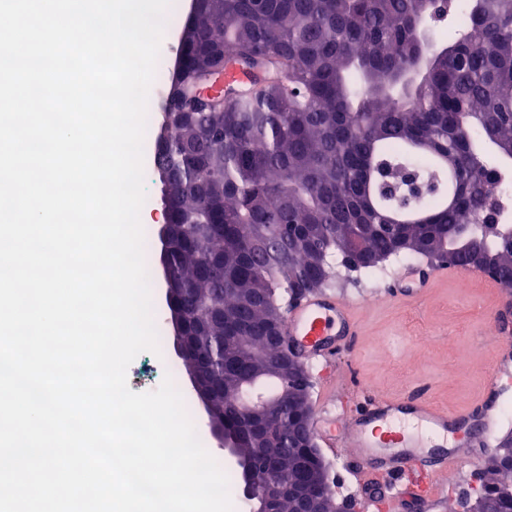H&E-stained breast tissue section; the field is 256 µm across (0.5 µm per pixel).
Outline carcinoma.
<instances>
[{"label": "carcinoma", "instance_id": "obj_1", "mask_svg": "<svg viewBox=\"0 0 512 512\" xmlns=\"http://www.w3.org/2000/svg\"><path fill=\"white\" fill-rule=\"evenodd\" d=\"M466 20L441 43L418 30L443 11ZM189 73L193 90L222 67L249 77L219 88L207 112H181L154 167L175 205L164 245L186 367L203 378L214 411L241 434L243 456L267 448L265 424L237 407L238 378L265 381L282 325L277 298L330 278L331 258L365 244L371 270L410 244L444 246L460 226L490 219V171L473 181V153L512 148V0H205ZM385 165L414 169L425 191L384 188ZM488 258L512 274V239ZM288 481L307 457L293 441ZM493 512H512V463L495 451L481 475Z\"/></svg>", "mask_w": 512, "mask_h": 512}]
</instances>
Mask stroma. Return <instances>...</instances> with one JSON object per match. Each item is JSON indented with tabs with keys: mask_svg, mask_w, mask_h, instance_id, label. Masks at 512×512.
Masks as SVG:
<instances>
[{
	"mask_svg": "<svg viewBox=\"0 0 512 512\" xmlns=\"http://www.w3.org/2000/svg\"><path fill=\"white\" fill-rule=\"evenodd\" d=\"M403 256L378 267V279L369 271L347 267L334 260L330 291L353 303L357 334L344 354L336 358V390L331 404L336 417L349 409L348 398L360 382H368L374 395L405 397L422 394L451 410L468 409L494 399L503 410L500 432L512 433V378L504 379L496 395L487 385L492 370L512 371V356L503 354L508 336L500 329L498 315L507 303L501 288L491 287L486 277L439 282L422 303L382 301L380 291L390 273L406 265ZM154 322L163 346L160 352L138 354L127 369L132 391L151 392L160 387L168 368H176L179 390L193 413L198 437L221 467H232L208 427L203 404L175 347V332L166 303V283L159 261L147 268ZM453 446L462 457L454 471L441 476L445 496L428 504L425 512H456L460 495L470 487L486 452H473L467 435H458Z\"/></svg>",
	"mask_w": 512,
	"mask_h": 512,
	"instance_id": "stroma-1",
	"label": "stroma"
}]
</instances>
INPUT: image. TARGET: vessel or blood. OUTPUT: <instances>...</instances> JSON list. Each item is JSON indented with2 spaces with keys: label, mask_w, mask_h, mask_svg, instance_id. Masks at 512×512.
<instances>
[{
  "label": "vessel or blood",
  "mask_w": 512,
  "mask_h": 512,
  "mask_svg": "<svg viewBox=\"0 0 512 512\" xmlns=\"http://www.w3.org/2000/svg\"><path fill=\"white\" fill-rule=\"evenodd\" d=\"M451 272L448 266L399 270L386 296L393 301L423 299L438 276ZM355 328L356 315L349 303L332 293H309L290 305L284 334L288 347L301 358L327 363L336 355L337 339L353 335ZM366 401L365 408L343 420L322 416L310 422L313 435L327 446H335L340 437L348 441L358 466L364 512H376L382 503L389 512H406L414 497L439 500L435 478L455 465L457 455L444 448L423 453L424 436L445 438L466 431L478 448L508 442L493 425L495 407L490 403L468 412L441 409L423 397L397 400L370 395Z\"/></svg>",
  "instance_id": "b4317fda"
}]
</instances>
